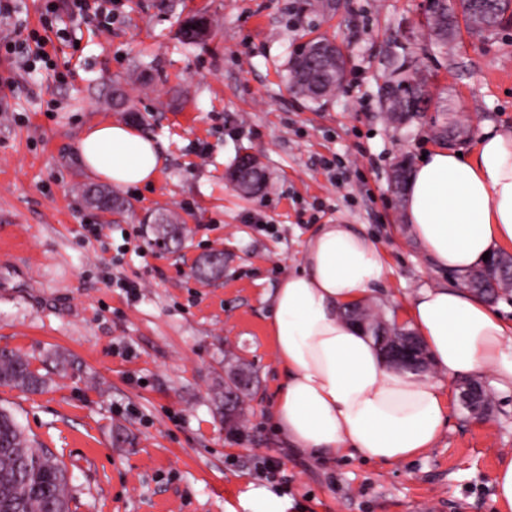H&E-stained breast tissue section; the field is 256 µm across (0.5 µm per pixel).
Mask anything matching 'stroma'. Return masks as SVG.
<instances>
[{"label": "stroma", "mask_w": 512, "mask_h": 512, "mask_svg": "<svg viewBox=\"0 0 512 512\" xmlns=\"http://www.w3.org/2000/svg\"><path fill=\"white\" fill-rule=\"evenodd\" d=\"M110 32L60 13L56 70L0 55V348L47 369L40 393L0 385V407L51 449L71 476L73 512H225L250 487L277 489L287 512H498L494 472L512 456V389L478 373L484 420L448 380V419L433 448L382 464L320 459L287 448L268 411L285 380L268 323L281 277L299 268L321 224H350L383 250L369 297L393 315L426 287L461 285L434 268L389 183L394 160L436 148L432 112L390 121L379 87L409 54L434 97L451 100L471 152L483 129L512 133V22L460 31L447 55L430 44L428 0H343L332 14L304 0H118ZM214 22L200 45L179 30L195 12ZM349 56L344 85L323 106L289 88L291 52L315 36ZM123 89L156 139V181L121 188L125 212L103 215L83 189L87 129L128 121ZM206 159H199V150ZM256 156L264 192L225 173ZM177 214L182 240L154 244L153 218ZM224 272L191 269L211 250ZM141 285L136 299L113 287ZM253 387L236 425L224 421V359ZM278 473L262 472L266 461Z\"/></svg>", "instance_id": "35a3bbf8"}]
</instances>
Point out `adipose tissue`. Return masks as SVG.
Wrapping results in <instances>:
<instances>
[{
	"instance_id": "ef3b65f1",
	"label": "adipose tissue",
	"mask_w": 512,
	"mask_h": 512,
	"mask_svg": "<svg viewBox=\"0 0 512 512\" xmlns=\"http://www.w3.org/2000/svg\"><path fill=\"white\" fill-rule=\"evenodd\" d=\"M79 153L89 173L121 187L153 183L161 166L156 142L116 121L88 129ZM406 194L427 256L466 277L484 253L512 246V134L484 131L473 155L428 151ZM384 268V252L365 234L322 224L301 268L279 281L269 334L286 380L271 417L288 446L317 458L402 462L430 448L446 422L441 376L486 371L512 386V325L461 288L421 289L408 307L438 378L388 367L372 338L340 316L369 296Z\"/></svg>"
}]
</instances>
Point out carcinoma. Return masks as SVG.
Here are the masks:
<instances>
[{
  "label": "carcinoma",
  "instance_id": "obj_1",
  "mask_svg": "<svg viewBox=\"0 0 512 512\" xmlns=\"http://www.w3.org/2000/svg\"><path fill=\"white\" fill-rule=\"evenodd\" d=\"M464 19L468 31L482 36L491 33L505 20L503 7L480 10L469 0H460L457 7L448 0H433L427 16L429 37L438 51L448 53V41L459 32V19ZM213 25L202 14L190 16L183 24L181 37L191 43L205 40ZM342 58L339 47L324 37L313 38L299 46L289 59L292 86L298 93L314 102L332 97L340 86L336 78L334 59ZM413 96L430 106L433 98L425 76L413 79ZM435 105V104H433ZM441 123L436 125L443 140L456 139L465 129L455 118L453 103L435 105ZM155 241L163 243L180 236V229L168 215L154 219ZM470 290L482 297L496 299L512 293V261L499 255L497 263L473 270L465 279ZM344 316L365 323L378 349H384V334L395 329L384 316L368 306L352 305ZM46 379L39 370L19 353L0 350V385L13 386L29 392H39ZM0 512H72L69 477L65 464L49 449L40 448L28 440L14 415L0 408Z\"/></svg>",
  "mask_w": 512,
  "mask_h": 512
}]
</instances>
